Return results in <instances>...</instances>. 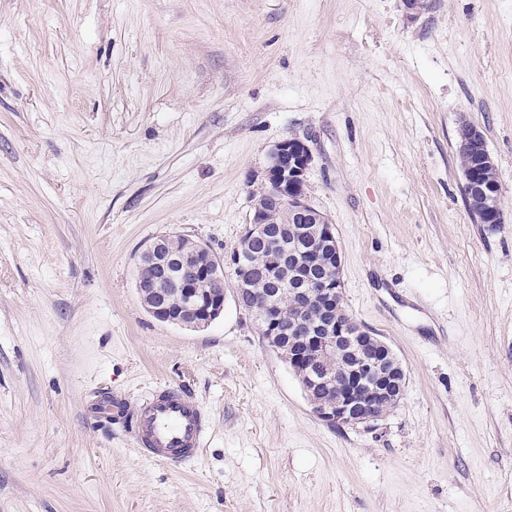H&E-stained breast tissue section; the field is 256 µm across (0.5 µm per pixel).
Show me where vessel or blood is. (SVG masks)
Instances as JSON below:
<instances>
[{"mask_svg":"<svg viewBox=\"0 0 512 512\" xmlns=\"http://www.w3.org/2000/svg\"><path fill=\"white\" fill-rule=\"evenodd\" d=\"M135 431L137 446L156 459L186 462L203 447L208 420L190 391L168 387L140 403Z\"/></svg>","mask_w":512,"mask_h":512,"instance_id":"obj_1","label":"vessel or blood"}]
</instances>
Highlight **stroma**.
Returning a JSON list of instances; mask_svg holds the SVG:
<instances>
[{
    "label": "stroma",
    "mask_w": 512,
    "mask_h": 512,
    "mask_svg": "<svg viewBox=\"0 0 512 512\" xmlns=\"http://www.w3.org/2000/svg\"><path fill=\"white\" fill-rule=\"evenodd\" d=\"M429 2L0 0V512H512V0ZM464 121L502 223L466 205ZM290 137L407 371L372 431L313 413L232 275L199 329L136 289L159 234L231 254ZM161 386L209 418L194 461L134 442Z\"/></svg>",
    "instance_id": "1"
}]
</instances>
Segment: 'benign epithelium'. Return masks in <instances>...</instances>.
Segmentation results:
<instances>
[{
    "label": "benign epithelium",
    "mask_w": 512,
    "mask_h": 512,
    "mask_svg": "<svg viewBox=\"0 0 512 512\" xmlns=\"http://www.w3.org/2000/svg\"><path fill=\"white\" fill-rule=\"evenodd\" d=\"M313 161L310 146L302 139L287 138L269 154L263 176L264 193L278 209L291 217L307 218L319 225L315 245L302 249L296 258L306 257L311 269L323 263L325 252L333 253L336 276H301L300 287L289 296L288 308L297 312L289 329V367L298 377L316 416L336 427L362 426L373 429L389 415L390 405L399 403L406 387V372L395 361L392 349L369 328L357 323L340 301L342 259L333 225L308 201L306 174ZM494 167L491 154L484 152L480 162L464 168L474 202L494 215L501 211L499 186L485 182L481 171ZM172 235L161 234L142 251L166 275L182 282L177 297H164L147 306L157 320L171 324L205 326L224 312V295H215L193 287L196 276L224 286V267L240 262L241 250L224 260L214 259L211 248L200 242L190 245L194 262L170 248ZM266 312L257 322L261 336L279 350L280 307L264 301ZM356 353L357 362L339 366L322 377L319 371L336 357L341 346Z\"/></svg>",
    "instance_id": "benign-epithelium-1"
}]
</instances>
